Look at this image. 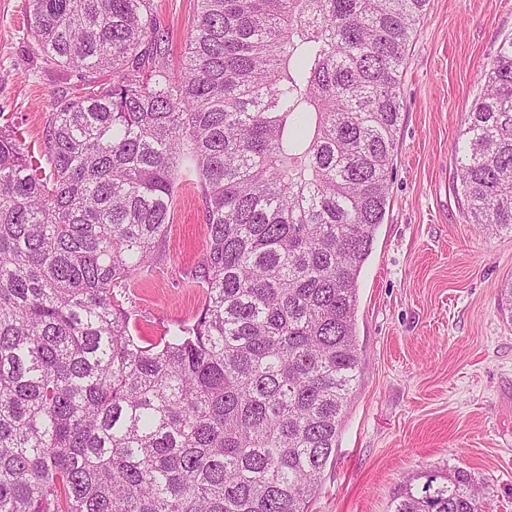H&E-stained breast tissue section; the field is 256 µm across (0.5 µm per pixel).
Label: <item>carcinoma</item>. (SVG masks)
Instances as JSON below:
<instances>
[{
    "instance_id": "cac0c4a2",
    "label": "carcinoma",
    "mask_w": 512,
    "mask_h": 512,
    "mask_svg": "<svg viewBox=\"0 0 512 512\" xmlns=\"http://www.w3.org/2000/svg\"><path fill=\"white\" fill-rule=\"evenodd\" d=\"M29 4L45 68L80 85L49 114L50 171L0 129V512H308L427 0H198L176 64L153 0ZM478 84L461 195L512 232L511 36ZM182 178L205 303L145 343L124 300ZM417 479L394 512H485L468 473Z\"/></svg>"
}]
</instances>
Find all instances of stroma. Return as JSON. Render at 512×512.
Listing matches in <instances>:
<instances>
[{
    "label": "stroma",
    "instance_id": "stroma-1",
    "mask_svg": "<svg viewBox=\"0 0 512 512\" xmlns=\"http://www.w3.org/2000/svg\"><path fill=\"white\" fill-rule=\"evenodd\" d=\"M181 56L197 0H155ZM27 0H0V127L41 158L53 102L77 77L46 70ZM512 34V0H429L407 51L385 219L358 280V379L308 512H393L417 474L463 471L486 512H512V234L469 223L457 145L478 72ZM204 207L182 182L156 261L124 302L143 340L192 323Z\"/></svg>",
    "mask_w": 512,
    "mask_h": 512
}]
</instances>
